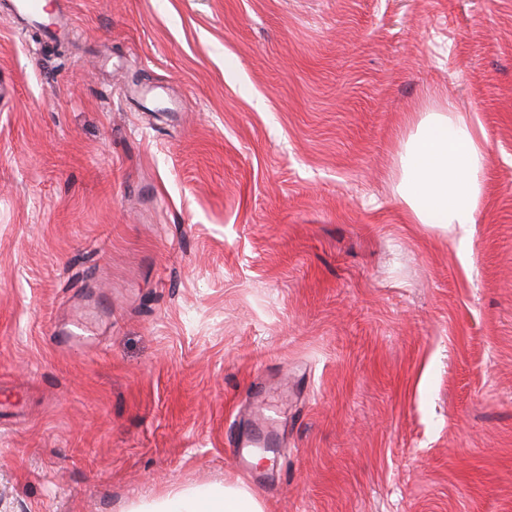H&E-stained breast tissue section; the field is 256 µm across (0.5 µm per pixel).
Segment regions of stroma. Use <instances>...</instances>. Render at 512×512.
Instances as JSON below:
<instances>
[{
    "label": "stroma",
    "instance_id": "obj_1",
    "mask_svg": "<svg viewBox=\"0 0 512 512\" xmlns=\"http://www.w3.org/2000/svg\"><path fill=\"white\" fill-rule=\"evenodd\" d=\"M53 2L0 9V512H512V0ZM445 97L467 242L400 196ZM150 512H263V508L243 488L224 484V489L204 496L182 494L166 500Z\"/></svg>",
    "mask_w": 512,
    "mask_h": 512
}]
</instances>
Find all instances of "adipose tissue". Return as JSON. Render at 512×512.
<instances>
[{
    "label": "adipose tissue",
    "mask_w": 512,
    "mask_h": 512,
    "mask_svg": "<svg viewBox=\"0 0 512 512\" xmlns=\"http://www.w3.org/2000/svg\"><path fill=\"white\" fill-rule=\"evenodd\" d=\"M400 194L415 224H436L459 239L471 237L484 195L486 140L473 133L451 99L413 113ZM154 512H263L243 488L228 485L205 495L182 494Z\"/></svg>",
    "instance_id": "ef3b65f1"
}]
</instances>
